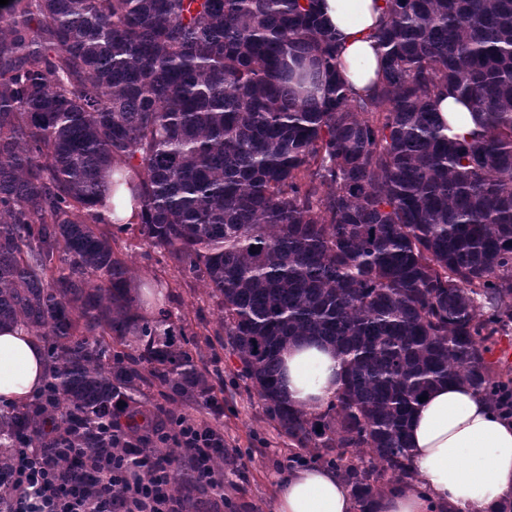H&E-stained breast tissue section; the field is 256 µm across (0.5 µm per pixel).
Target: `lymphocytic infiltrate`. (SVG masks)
Instances as JSON below:
<instances>
[{
    "label": "lymphocytic infiltrate",
    "instance_id": "lymphocytic-infiltrate-1",
    "mask_svg": "<svg viewBox=\"0 0 512 512\" xmlns=\"http://www.w3.org/2000/svg\"><path fill=\"white\" fill-rule=\"evenodd\" d=\"M82 425L70 417L52 430L51 448L10 451L0 469V512H181L168 467L170 452L188 455L195 481L224 503V473L216 465L224 451L217 428L169 416L141 432L101 423L102 445L79 442Z\"/></svg>",
    "mask_w": 512,
    "mask_h": 512
}]
</instances>
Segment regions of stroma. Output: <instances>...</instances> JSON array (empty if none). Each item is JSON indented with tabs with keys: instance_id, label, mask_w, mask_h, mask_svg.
Wrapping results in <instances>:
<instances>
[{
	"instance_id": "1",
	"label": "stroma",
	"mask_w": 512,
	"mask_h": 512,
	"mask_svg": "<svg viewBox=\"0 0 512 512\" xmlns=\"http://www.w3.org/2000/svg\"><path fill=\"white\" fill-rule=\"evenodd\" d=\"M112 247L127 263L135 281L159 284L160 302L170 314L175 333L195 335L197 357L203 365L219 360L224 370V390L218 408L173 404L148 391L150 408L219 428L233 459L224 461L223 512H273L274 496L282 479L281 465L297 454L288 439L265 416L257 395L246 390L237 373L241 364L231 349L221 347L224 335L220 316L203 282L181 272L166 251L143 242L134 231H113Z\"/></svg>"
}]
</instances>
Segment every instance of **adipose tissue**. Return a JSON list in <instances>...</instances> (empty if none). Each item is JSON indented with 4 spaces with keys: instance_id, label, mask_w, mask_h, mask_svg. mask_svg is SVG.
<instances>
[{
    "instance_id": "obj_1",
    "label": "adipose tissue",
    "mask_w": 512,
    "mask_h": 512,
    "mask_svg": "<svg viewBox=\"0 0 512 512\" xmlns=\"http://www.w3.org/2000/svg\"><path fill=\"white\" fill-rule=\"evenodd\" d=\"M336 33V75L352 93L372 92L382 51L372 37L385 21L384 0H319ZM102 217L123 228L139 223L141 207L127 186L100 201ZM52 370L43 345L26 330L0 326V404L21 406ZM285 398L311 413L323 411L343 385L344 370L328 346L301 341L279 357ZM409 466L421 490L376 496L373 512H496L512 499V422L499 417L470 387L443 383L412 412L407 424ZM274 512H355V502L336 470L293 472L280 484Z\"/></svg>"
}]
</instances>
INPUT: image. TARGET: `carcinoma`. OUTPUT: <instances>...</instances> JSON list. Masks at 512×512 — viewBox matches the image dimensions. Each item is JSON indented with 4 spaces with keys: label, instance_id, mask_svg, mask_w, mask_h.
Masks as SVG:
<instances>
[{
    "label": "carcinoma",
    "instance_id": "obj_1",
    "mask_svg": "<svg viewBox=\"0 0 512 512\" xmlns=\"http://www.w3.org/2000/svg\"><path fill=\"white\" fill-rule=\"evenodd\" d=\"M374 93L336 79L317 0H16L0 17V324L48 342V403L84 422L145 389L205 405L219 369L138 311L96 205L106 173L138 232L216 299L241 379L358 512L418 489L419 398L461 382L497 408L512 368V0H385ZM473 110L448 134L435 102ZM314 338L345 378L319 414L278 357ZM38 406L0 411V457L47 445Z\"/></svg>",
    "mask_w": 512,
    "mask_h": 512
}]
</instances>
